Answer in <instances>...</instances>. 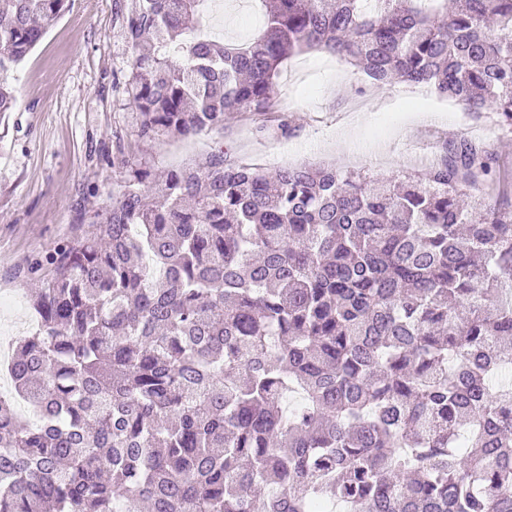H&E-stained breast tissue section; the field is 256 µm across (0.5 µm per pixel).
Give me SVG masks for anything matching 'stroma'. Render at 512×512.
Here are the masks:
<instances>
[{"mask_svg":"<svg viewBox=\"0 0 512 512\" xmlns=\"http://www.w3.org/2000/svg\"><path fill=\"white\" fill-rule=\"evenodd\" d=\"M131 0H71L68 10L8 77L14 111L0 114V338L15 340L34 313V285L22 269L64 243L73 225L89 223L120 191L112 168L116 147L157 172L202 163L216 151L263 164L273 153L291 163L351 169L366 176L413 171L407 146L440 155L465 134L495 157L493 167L512 180V135L496 133L492 115L473 120L423 87H375L363 73L328 54L292 57L275 86L290 136L276 122L260 126L244 116L223 130L183 139L139 138V115L128 91L129 58L123 9ZM259 0H226L222 29L228 42L255 32Z\"/></svg>","mask_w":512,"mask_h":512,"instance_id":"1","label":"stroma"}]
</instances>
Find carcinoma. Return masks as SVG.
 Segmentation results:
<instances>
[{
	"mask_svg": "<svg viewBox=\"0 0 512 512\" xmlns=\"http://www.w3.org/2000/svg\"><path fill=\"white\" fill-rule=\"evenodd\" d=\"M131 0L139 135L269 119L291 56L421 85L512 133V0ZM69 0H0L7 74ZM124 189L36 262L3 368L0 512H512V207L465 135L402 180L210 155ZM223 1H207L208 13L213 19L220 20L223 16L222 31L226 42L243 41L248 35L254 33L258 27L261 4L258 0Z\"/></svg>",
	"mask_w": 512,
	"mask_h": 512,
	"instance_id": "carcinoma-1",
	"label": "carcinoma"
}]
</instances>
